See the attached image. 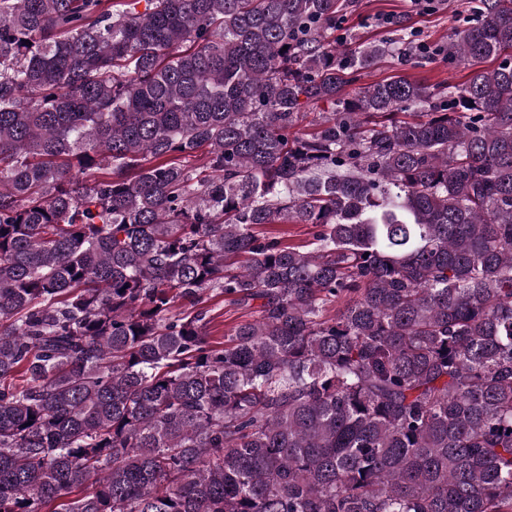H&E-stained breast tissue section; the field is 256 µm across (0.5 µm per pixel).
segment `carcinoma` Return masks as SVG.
<instances>
[{
	"mask_svg": "<svg viewBox=\"0 0 512 512\" xmlns=\"http://www.w3.org/2000/svg\"><path fill=\"white\" fill-rule=\"evenodd\" d=\"M481 2L440 52L496 68L348 97L390 49L336 53L343 0H0V512H512ZM207 292L254 307L224 343ZM267 231L280 238L285 245H305L312 239V229L304 224L275 225L268 227Z\"/></svg>",
	"mask_w": 512,
	"mask_h": 512,
	"instance_id": "obj_1",
	"label": "carcinoma"
}]
</instances>
